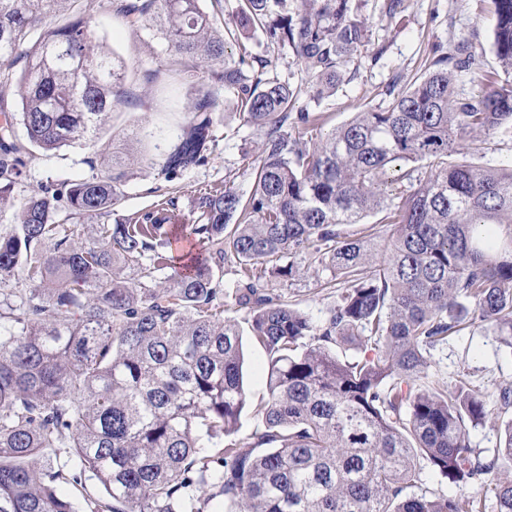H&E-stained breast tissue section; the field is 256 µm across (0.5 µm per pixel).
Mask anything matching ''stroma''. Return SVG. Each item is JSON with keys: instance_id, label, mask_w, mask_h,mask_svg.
<instances>
[{"instance_id": "obj_1", "label": "stroma", "mask_w": 512, "mask_h": 512, "mask_svg": "<svg viewBox=\"0 0 512 512\" xmlns=\"http://www.w3.org/2000/svg\"><path fill=\"white\" fill-rule=\"evenodd\" d=\"M364 4V12L372 21L367 45L354 55L335 94L312 104L316 111L328 113L329 125H340L363 106L382 102L396 76L408 80L421 76L433 45L451 47L463 43L482 68L490 71L497 66L493 52L494 0H402V10L394 16L386 11L387 0H364ZM93 34L107 37L113 51L127 60L131 71L127 102L104 118L107 133L137 159L128 169L118 207L119 213L129 215L155 204V182L146 161L164 148L183 123V106L191 89L164 74L156 83H146L143 70L159 67L166 51L161 45L145 43L143 34L120 21L96 24ZM217 136L218 146L209 164L187 171L179 180L173 192L178 212L188 210L199 190L223 185L228 179L234 180L241 191L249 190L250 179L244 172L242 155L257 154L258 136L243 126L231 110L218 114ZM457 150L480 164L512 163V139L498 134L464 136L458 141ZM104 165L103 158L88 146L66 147L53 153L32 150L10 204L0 212V231L8 228L13 212L41 183L78 180ZM294 262L300 274L283 285L282 291L296 308L320 319L334 305L337 294L326 285L323 276L309 269L304 256H296ZM243 349L244 380L251 405L241 415L238 436L245 439L260 424L253 407L266 396L267 357L251 338H244ZM428 373L451 386L465 379L473 389L490 393L503 380H512V350L501 346L484 330L469 327L435 352Z\"/></svg>"}]
</instances>
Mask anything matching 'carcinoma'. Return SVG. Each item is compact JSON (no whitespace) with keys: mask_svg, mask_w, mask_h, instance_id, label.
<instances>
[{"mask_svg":"<svg viewBox=\"0 0 512 512\" xmlns=\"http://www.w3.org/2000/svg\"><path fill=\"white\" fill-rule=\"evenodd\" d=\"M494 4L497 69L437 44L426 74L325 133L300 97L336 92L368 38L362 0H236L223 29L202 0H0V205L32 148L112 155L110 169L40 186L0 233V512H79L58 485L81 477L55 448L102 486L89 512H512V418L491 460L468 440L490 402L512 410V382L488 394L426 381L433 352L469 326L512 350V165L453 159L464 135L512 137V0ZM101 11L165 44L199 86L148 163L160 199L142 214H118L125 160L101 136L128 98L126 62L92 34ZM285 48L307 89L278 71L270 53ZM462 71L482 86L469 99L455 92ZM225 103L260 138L258 158L243 155L251 187L194 195L180 223L200 253L177 266L163 191L209 162ZM63 207L105 223L85 241L84 225L57 221ZM376 213L392 226L385 245L343 231ZM302 254L338 291L318 321L275 289ZM229 296L268 358L263 427L245 441ZM354 347L367 354H337ZM428 472L484 498L441 495Z\"/></svg>","mask_w":512,"mask_h":512,"instance_id":"carcinoma-1","label":"carcinoma"}]
</instances>
